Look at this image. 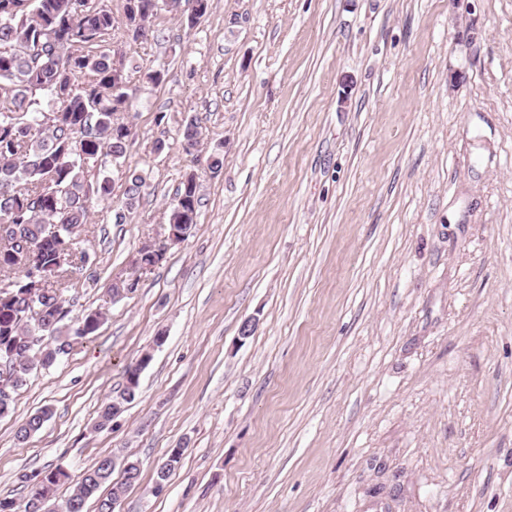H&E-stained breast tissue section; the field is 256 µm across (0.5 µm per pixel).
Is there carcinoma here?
I'll use <instances>...</instances> for the list:
<instances>
[{"label": "carcinoma", "mask_w": 512, "mask_h": 512, "mask_svg": "<svg viewBox=\"0 0 512 512\" xmlns=\"http://www.w3.org/2000/svg\"><path fill=\"white\" fill-rule=\"evenodd\" d=\"M173 10L187 6L193 25L208 10V0H124L125 28L155 34L159 5ZM114 18L102 0H0V222L17 224L31 241L28 264L17 261L15 249L0 243V276L17 272L0 285V356L10 355L16 384L39 366L67 354L79 335L93 333L101 314H86L77 327L68 315L63 289L70 264L58 263L90 223L93 197L112 194L108 177L88 179L80 155L89 160L120 156L132 126L119 117L129 109L122 62L110 48ZM201 195L196 174L184 175L170 206L168 223L192 224ZM48 415L31 416L18 430L26 441ZM170 452L156 469L155 491L165 485L180 463ZM112 458L104 456L82 476L62 512H84L93 498L97 512H112V498L135 485L141 469H124L122 483L112 482ZM65 473L58 470L38 480L25 476L28 499L50 495L51 485ZM108 485L107 493H101Z\"/></svg>", "instance_id": "cac0c4a2"}]
</instances>
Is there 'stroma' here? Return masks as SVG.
<instances>
[{"label": "stroma", "instance_id": "1", "mask_svg": "<svg viewBox=\"0 0 512 512\" xmlns=\"http://www.w3.org/2000/svg\"><path fill=\"white\" fill-rule=\"evenodd\" d=\"M156 28L112 39L147 183L131 211L119 186L93 201L64 291L103 320L14 392L0 495L60 468L62 503L110 456L141 463L115 512H512V0H209ZM189 171L197 222L169 247Z\"/></svg>", "mask_w": 512, "mask_h": 512}]
</instances>
